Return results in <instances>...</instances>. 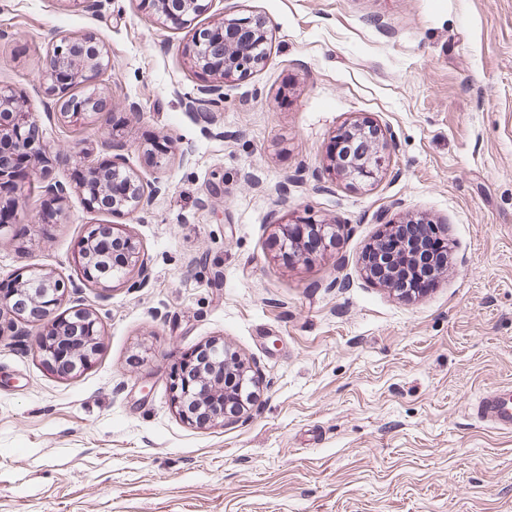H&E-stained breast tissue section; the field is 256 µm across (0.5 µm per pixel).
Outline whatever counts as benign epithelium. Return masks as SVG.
I'll use <instances>...</instances> for the list:
<instances>
[{
    "label": "benign epithelium",
    "mask_w": 512,
    "mask_h": 512,
    "mask_svg": "<svg viewBox=\"0 0 512 512\" xmlns=\"http://www.w3.org/2000/svg\"><path fill=\"white\" fill-rule=\"evenodd\" d=\"M213 0H154L151 21L163 26L193 27V39L185 48L192 67L208 76L225 79L258 68L265 56L255 55L254 45L267 39L266 22L261 17L229 19L210 27L195 26V20L209 10ZM110 65V57L91 37L79 41L62 39L53 46L45 80L50 102L48 112L58 114L69 123L79 116L74 111L68 89L76 84L87 87L84 106L95 114L101 113L106 97L96 78ZM340 153L331 158L337 175L354 184L366 185L375 181L385 164L386 145L381 142L375 126L355 122L338 133ZM39 116L17 100L13 91L0 87V180L12 177V158L25 153L33 158L40 155ZM78 163L90 173L95 187L85 184L66 186L59 182L48 184L57 199L68 191L80 194L86 206L98 209L106 196L109 184L121 181L127 186L126 195L112 197V213L132 215L151 204L152 195L145 194L137 176L119 166L102 172L79 157ZM91 232L78 251L87 279L99 285L121 280L135 267L144 264V257L133 237H112V250L106 251ZM18 288L10 294H0V321L36 323L40 330L34 339L35 351L43 363L62 376L74 377L89 365L97 350V316L87 309L81 297H72L67 321L55 315L56 307L65 296V282L51 273L34 268L16 276ZM199 361L184 359L173 374V402L186 420L200 425L222 423L226 417L224 383L235 385L238 399L250 398L256 374L251 367L228 352L223 343L212 341L202 348Z\"/></svg>",
    "instance_id": "1"
}]
</instances>
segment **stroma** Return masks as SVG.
Listing matches in <instances>:
<instances>
[{"mask_svg": "<svg viewBox=\"0 0 512 512\" xmlns=\"http://www.w3.org/2000/svg\"><path fill=\"white\" fill-rule=\"evenodd\" d=\"M262 16L264 64L226 79L208 120L191 28L153 25L141 0H0V86L40 114L43 164L76 153L134 171L133 216L25 197L0 243V284L35 266L77 287L99 321L76 377L0 329V512H512V432L473 412L512 385V0H213L202 25ZM96 39L112 65L102 117L46 113L56 37ZM376 126L386 165L353 185L329 147ZM219 186L220 196L210 194ZM336 225L308 262L284 226ZM445 225V273L403 297L368 279L386 224ZM147 259L109 287L78 246L95 226ZM222 340L262 383L240 418L197 426L170 376Z\"/></svg>", "mask_w": 512, "mask_h": 512, "instance_id": "1", "label": "stroma"}]
</instances>
